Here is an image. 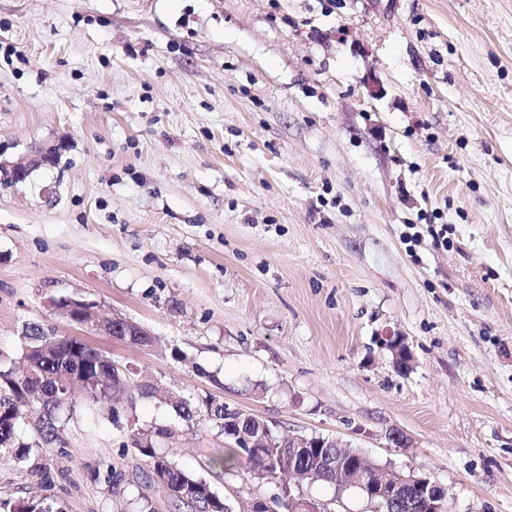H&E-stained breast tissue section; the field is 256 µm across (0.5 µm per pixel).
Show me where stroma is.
I'll return each mask as SVG.
<instances>
[{
    "mask_svg": "<svg viewBox=\"0 0 512 512\" xmlns=\"http://www.w3.org/2000/svg\"><path fill=\"white\" fill-rule=\"evenodd\" d=\"M57 143L0 181V365L52 327L425 472L451 512H512V0H0V161ZM67 296L156 344L70 323ZM60 436L47 483L0 454V500L132 512L146 465L111 415L78 399ZM175 452L205 475L224 437ZM60 149L61 147L58 145L41 148L35 151L34 155H32L26 162L15 163L9 168L4 167V165L0 163V170L6 178L10 179L11 182H24L35 169L41 166H50L54 164Z\"/></svg>",
    "mask_w": 512,
    "mask_h": 512,
    "instance_id": "obj_1",
    "label": "stroma"
}]
</instances>
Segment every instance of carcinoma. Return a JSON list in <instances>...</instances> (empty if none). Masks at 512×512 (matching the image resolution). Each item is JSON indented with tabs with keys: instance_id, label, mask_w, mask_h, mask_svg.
Wrapping results in <instances>:
<instances>
[{
	"instance_id": "cac0c4a2",
	"label": "carcinoma",
	"mask_w": 512,
	"mask_h": 512,
	"mask_svg": "<svg viewBox=\"0 0 512 512\" xmlns=\"http://www.w3.org/2000/svg\"><path fill=\"white\" fill-rule=\"evenodd\" d=\"M25 357L33 362V371L25 374L13 368H0V453L14 456L20 462L35 461L33 471L45 482L50 480L48 467L40 463L48 446L59 439L58 407L64 396L60 375L64 371L82 376L87 398L110 410L112 391H121L119 381L112 375L116 361L106 353L85 343L52 335L49 328L33 329L23 350ZM127 401L122 414L136 415L138 400L154 397V387L148 382L124 378ZM177 417L184 425L204 419L224 435L228 441L224 456L210 462L212 476L226 478L234 475L237 456L245 454L253 462L254 477L274 488L283 482L282 475L293 469L295 480L303 483L322 482L333 485L336 480V449L334 448H290L288 440L276 432L273 447L251 453L236 440V430L228 421L233 419L232 410L224 401L214 397L203 400L183 396L171 402ZM39 411L38 439L27 441L21 437L22 423ZM128 443L122 451H132L148 465L149 472H161L168 478L166 492L185 508H196L198 512H235V505L215 491L211 481L184 468L167 446L177 434V428H143L134 422L127 429ZM341 453L349 463L362 462L366 473L374 474L378 465L368 460L357 448H344ZM95 479L113 488L124 479L122 472L108 466L94 474ZM425 489L415 484L405 489L398 501H388L381 506V512H427ZM0 512H64V506L57 500L18 499L0 501Z\"/></svg>"
}]
</instances>
